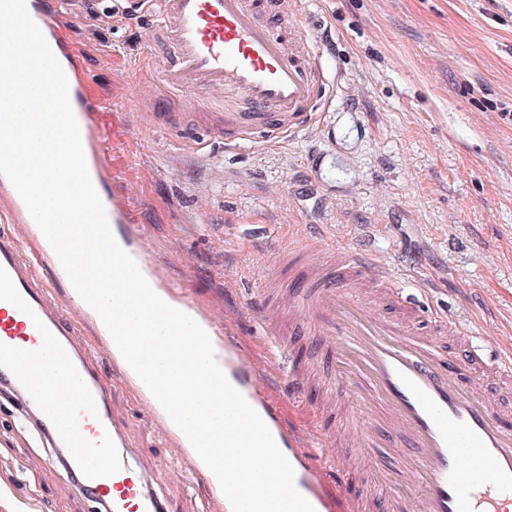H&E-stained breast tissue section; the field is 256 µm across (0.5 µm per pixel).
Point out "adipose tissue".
Returning a JSON list of instances; mask_svg holds the SVG:
<instances>
[{"label": "adipose tissue", "mask_w": 512, "mask_h": 512, "mask_svg": "<svg viewBox=\"0 0 512 512\" xmlns=\"http://www.w3.org/2000/svg\"><path fill=\"white\" fill-rule=\"evenodd\" d=\"M16 88L38 108L14 116L9 160L26 189L42 195L55 217L53 223L36 228L35 239L53 266L90 272V287L71 289L70 295L82 316L94 324L116 366L137 387L144 376L142 356L166 367L174 347L188 356H210L207 369L191 385L155 382L149 400L181 449L208 476L215 497H223L224 365L213 331L145 275L129 281L125 293L130 306H113L112 272L92 266L91 261L104 255L118 263L131 249L114 225L65 221V214L77 207L68 186L79 174L71 166L69 146L60 145L50 134L54 115L49 106L54 94L22 79Z\"/></svg>", "instance_id": "adipose-tissue-1"}]
</instances>
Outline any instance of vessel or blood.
<instances>
[{
  "mask_svg": "<svg viewBox=\"0 0 512 512\" xmlns=\"http://www.w3.org/2000/svg\"><path fill=\"white\" fill-rule=\"evenodd\" d=\"M65 0H25V41L42 47L57 41V18ZM152 32L169 54L158 78L170 96L190 89L223 90L240 104L237 112L212 113L210 137L228 145L257 138L275 140L311 123L322 99L323 70L318 57L289 54L281 36L282 17L266 13L261 0H141ZM35 76L58 95L54 111L63 140L77 139L76 167L90 166L93 187L82 188L75 219L82 224L122 223L101 177L104 150H92L88 121L96 105L82 92L74 55L61 49L38 65ZM8 190L0 222V382L16 392L36 421L49 424L55 447L65 449L64 467L78 476L86 492L101 499L107 512H167L133 465L134 445L120 430L109 394L97 377L88 352L77 342L79 326H65L49 300L48 281L24 250L16 224H41L45 215L17 181L0 175ZM328 263L316 276L297 268L292 286V334L301 347H314L335 361L327 393L347 389L370 401L369 420L349 414L340 426L354 435L360 450L380 447L383 431L400 432L389 459L369 456L366 492L351 485L355 473L343 452L331 449L334 434L318 400L306 392L300 361L290 364L289 384L306 407L310 437L324 448L322 464H312L294 433L285 431L275 400L265 389L263 365L233 343L224 345L225 443L243 448V460L224 482V498L235 512H333L323 492L335 478L345 512H501L512 496V411L477 397L473 387L494 374L512 386V355L489 360L478 351L454 357L439 339L471 342L469 330L445 315L433 318L434 337L420 331L423 311L400 280L367 253L320 246ZM360 280L397 303L393 315L376 314L349 292ZM279 301L268 295L254 308L269 327L272 347L282 345L276 326ZM52 369L43 385L26 374L30 354ZM70 409L57 414L59 404Z\"/></svg>",
  "mask_w": 512,
  "mask_h": 512,
  "instance_id": "vessel-or-blood-1",
  "label": "vessel or blood"
}]
</instances>
